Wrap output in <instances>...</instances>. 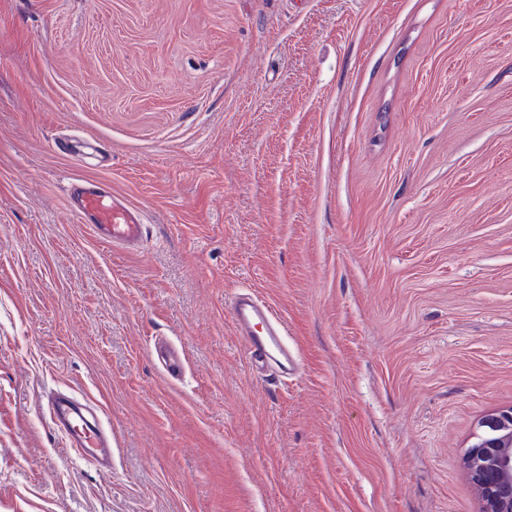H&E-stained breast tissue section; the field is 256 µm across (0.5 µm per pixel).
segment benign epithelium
Here are the masks:
<instances>
[{
	"label": "benign epithelium",
	"instance_id": "obj_1",
	"mask_svg": "<svg viewBox=\"0 0 512 512\" xmlns=\"http://www.w3.org/2000/svg\"><path fill=\"white\" fill-rule=\"evenodd\" d=\"M480 428L464 458L480 512H512V407L488 415Z\"/></svg>",
	"mask_w": 512,
	"mask_h": 512
}]
</instances>
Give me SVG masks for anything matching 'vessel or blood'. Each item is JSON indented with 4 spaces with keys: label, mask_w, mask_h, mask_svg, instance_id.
Returning <instances> with one entry per match:
<instances>
[{
    "label": "vessel or blood",
    "mask_w": 512,
    "mask_h": 512,
    "mask_svg": "<svg viewBox=\"0 0 512 512\" xmlns=\"http://www.w3.org/2000/svg\"><path fill=\"white\" fill-rule=\"evenodd\" d=\"M68 197L73 215L79 223L88 225L99 242L125 247L140 242L142 224L138 210L119 203L111 189L100 181L71 176ZM229 306L253 371L263 373L272 370L282 375L297 370L298 353L286 339V324L269 303L252 291L240 289L230 297ZM152 355L171 377L176 378L183 373V358L171 346L155 344ZM78 403L79 398L74 393H51L47 398L50 422L55 430L64 435L67 446L75 448L99 470L111 469L112 431L99 421H85L81 426H74Z\"/></svg>",
    "instance_id": "1"
}]
</instances>
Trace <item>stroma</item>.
Listing matches in <instances>:
<instances>
[{
    "instance_id": "35a3bbf8",
    "label": "stroma",
    "mask_w": 512,
    "mask_h": 512,
    "mask_svg": "<svg viewBox=\"0 0 512 512\" xmlns=\"http://www.w3.org/2000/svg\"><path fill=\"white\" fill-rule=\"evenodd\" d=\"M241 286L295 378L250 370ZM67 387L111 473L50 424ZM509 407L512 0H0V512H479ZM69 205L80 224H88L101 243L131 247L142 237L140 214L136 208L120 204L109 187L96 179L71 176ZM163 370L173 378L181 376L184 371V361L179 351L165 343H157L152 349ZM464 467L481 512H512V407L488 415Z\"/></svg>"
}]
</instances>
